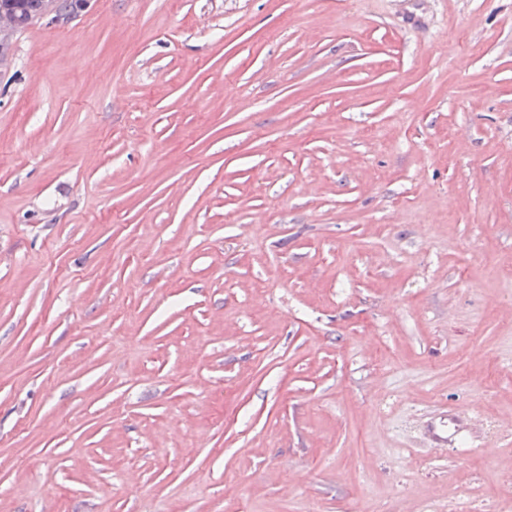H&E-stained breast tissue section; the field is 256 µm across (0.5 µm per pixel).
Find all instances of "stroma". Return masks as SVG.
<instances>
[{"instance_id": "stroma-1", "label": "stroma", "mask_w": 512, "mask_h": 512, "mask_svg": "<svg viewBox=\"0 0 512 512\" xmlns=\"http://www.w3.org/2000/svg\"><path fill=\"white\" fill-rule=\"evenodd\" d=\"M454 410L464 445L422 432ZM512 512V0H90L0 59V512Z\"/></svg>"}]
</instances>
